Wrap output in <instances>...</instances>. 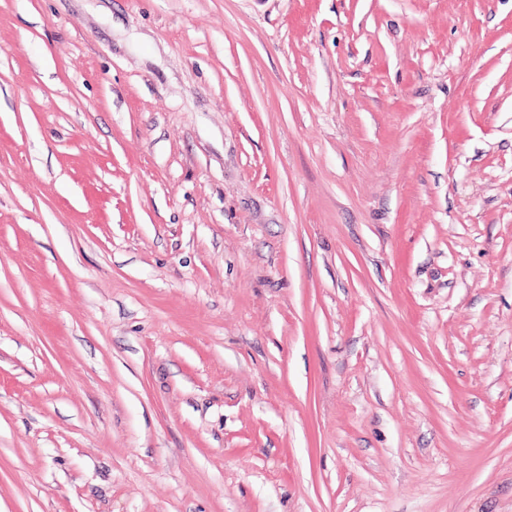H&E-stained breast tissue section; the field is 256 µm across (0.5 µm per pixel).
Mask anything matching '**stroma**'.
<instances>
[{
  "label": "stroma",
  "mask_w": 512,
  "mask_h": 512,
  "mask_svg": "<svg viewBox=\"0 0 512 512\" xmlns=\"http://www.w3.org/2000/svg\"><path fill=\"white\" fill-rule=\"evenodd\" d=\"M0 512H512V0H0Z\"/></svg>",
  "instance_id": "35a3bbf8"
}]
</instances>
